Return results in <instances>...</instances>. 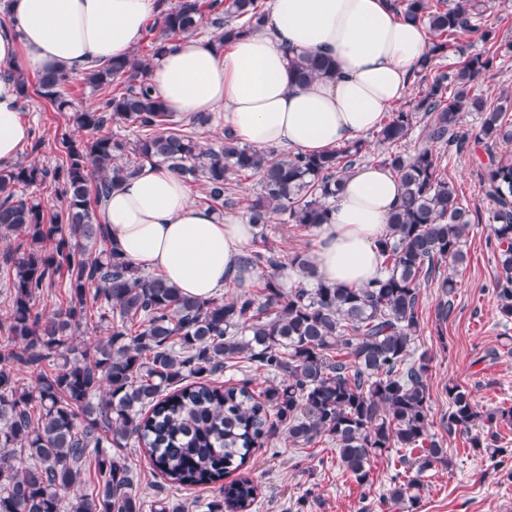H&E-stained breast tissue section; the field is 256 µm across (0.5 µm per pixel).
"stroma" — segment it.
Listing matches in <instances>:
<instances>
[{
  "label": "stroma",
  "instance_id": "1",
  "mask_svg": "<svg viewBox=\"0 0 512 512\" xmlns=\"http://www.w3.org/2000/svg\"><path fill=\"white\" fill-rule=\"evenodd\" d=\"M479 31L463 39L467 53L487 51L482 38L489 30L512 40V0H482ZM23 119L33 135L42 136L39 151L22 148L19 161L51 165L55 162L53 137L67 129L68 115L53 111L34 97L22 102ZM489 161L483 144L470 151L441 158L440 170L455 186L470 209L488 214L494 203L481 189V174ZM466 265L457 275L453 311L437 323L435 309L442 298L436 282L420 290V324L411 346L412 358H431L428 387L433 432L447 450V463L421 474L417 507L393 506L384 496L391 485L399 456L415 461V454L395 448L372 462V483L357 486L343 474L336 445L328 439L308 446L278 435L256 450L249 461L252 476L261 486L255 512H512V421L499 422L501 452H474L462 433H448L442 418L448 413V388L456 385L471 394L486 410L512 407V322L503 323L493 288L501 276L496 243L488 223L472 225L466 239ZM316 496L304 508L296 502L308 488Z\"/></svg>",
  "mask_w": 512,
  "mask_h": 512
}]
</instances>
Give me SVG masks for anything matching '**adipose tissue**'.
Returning a JSON list of instances; mask_svg holds the SVG:
<instances>
[{
    "instance_id": "obj_1",
    "label": "adipose tissue",
    "mask_w": 512,
    "mask_h": 512,
    "mask_svg": "<svg viewBox=\"0 0 512 512\" xmlns=\"http://www.w3.org/2000/svg\"><path fill=\"white\" fill-rule=\"evenodd\" d=\"M0 28V164L12 163L31 135L15 76L82 73L91 61L121 59L158 16V0H8ZM431 47L420 22L398 17L387 0H271L267 22L228 46L207 37H173L149 72L168 111L209 112L219 128L257 148L321 154L377 127L406 94ZM329 58L336 75L306 85L291 59ZM401 195L398 179L377 164L355 168L315 233L319 279L361 288L381 273L378 242ZM112 248L134 265L158 270L185 296L207 299L226 279L259 277L243 259L254 227L236 214L194 204L186 182L148 164L106 199Z\"/></svg>"
}]
</instances>
